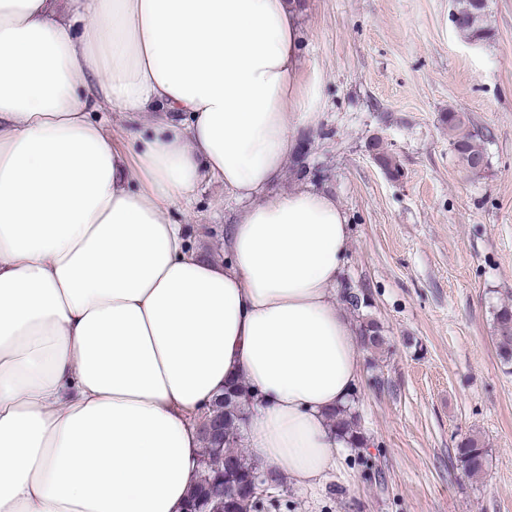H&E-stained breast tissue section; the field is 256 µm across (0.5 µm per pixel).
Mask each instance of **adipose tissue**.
I'll list each match as a JSON object with an SVG mask.
<instances>
[{"mask_svg":"<svg viewBox=\"0 0 512 512\" xmlns=\"http://www.w3.org/2000/svg\"><path fill=\"white\" fill-rule=\"evenodd\" d=\"M301 0H0V512H185L233 380L249 457L302 490L341 446L357 325L332 193L277 191ZM246 201L211 256L175 222Z\"/></svg>","mask_w":512,"mask_h":512,"instance_id":"obj_1","label":"adipose tissue"}]
</instances>
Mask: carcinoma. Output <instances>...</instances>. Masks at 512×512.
Returning <instances> with one entry per match:
<instances>
[{"label": "carcinoma", "mask_w": 512, "mask_h": 512, "mask_svg": "<svg viewBox=\"0 0 512 512\" xmlns=\"http://www.w3.org/2000/svg\"><path fill=\"white\" fill-rule=\"evenodd\" d=\"M456 18L461 23L456 28L472 41L487 36L484 25L486 3L476 5L475 0H460ZM467 118L460 112H448V132L452 136L460 162L470 155H484L478 135L466 129ZM343 298L350 310L361 318L358 329L360 344L369 350L383 349L385 337L381 336L379 326L363 313V302L357 298V292L347 288ZM499 356L506 363L512 362V307L503 306L496 314V336ZM243 392L230 386L224 389V395L216 399L212 405L215 420L224 423V434L234 428L246 424L241 412ZM338 437L352 448H361L365 437L361 432L358 415L354 406L346 407L333 415ZM203 448L201 472L191 494L189 505L200 504L209 498L224 496L229 503L230 512H266L275 506V498L253 494L254 474L260 467L251 462L238 448V443L219 440L208 432L202 433ZM488 450L478 440L469 438L456 448V458L465 473L478 478L484 474Z\"/></svg>", "instance_id": "cac0c4a2"}]
</instances>
